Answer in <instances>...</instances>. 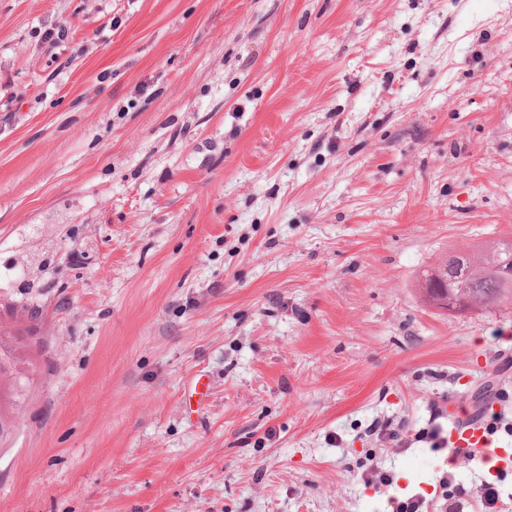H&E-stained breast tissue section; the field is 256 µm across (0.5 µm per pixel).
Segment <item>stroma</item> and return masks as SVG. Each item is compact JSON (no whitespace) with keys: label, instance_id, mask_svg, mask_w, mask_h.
Listing matches in <instances>:
<instances>
[{"label":"stroma","instance_id":"35a3bbf8","mask_svg":"<svg viewBox=\"0 0 512 512\" xmlns=\"http://www.w3.org/2000/svg\"><path fill=\"white\" fill-rule=\"evenodd\" d=\"M510 235L512 0H0V512H446L512 305L418 278Z\"/></svg>","mask_w":512,"mask_h":512}]
</instances>
